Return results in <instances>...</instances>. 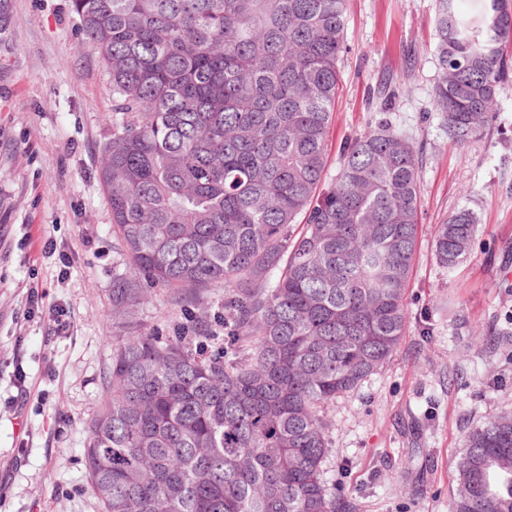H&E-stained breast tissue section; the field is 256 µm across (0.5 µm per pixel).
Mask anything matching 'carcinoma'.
Wrapping results in <instances>:
<instances>
[{"label":"carcinoma","mask_w":512,"mask_h":512,"mask_svg":"<svg viewBox=\"0 0 512 512\" xmlns=\"http://www.w3.org/2000/svg\"><path fill=\"white\" fill-rule=\"evenodd\" d=\"M112 83L100 181L123 268L85 466L103 512H342L326 481L336 400L377 374L408 320L419 153L380 121L325 184L346 0H71ZM432 106L460 147L498 112L512 0H437ZM476 214L438 225L471 253ZM224 288V332L133 324ZM451 512H512V414L473 428ZM139 317L147 329H154L163 335L188 324L187 319L180 311L173 313L172 306L167 302L163 293L153 297L150 303L145 304L140 309Z\"/></svg>","instance_id":"obj_1"}]
</instances>
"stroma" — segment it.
Here are the masks:
<instances>
[{"mask_svg": "<svg viewBox=\"0 0 512 512\" xmlns=\"http://www.w3.org/2000/svg\"><path fill=\"white\" fill-rule=\"evenodd\" d=\"M10 4L0 34V512H102L84 450L118 333L107 311L121 257L99 180L112 84L70 0ZM435 5L347 2L327 175L344 141L382 119L421 158L406 334L330 412L325 477L355 512H449L466 435L512 413V79L485 134L452 142L431 101ZM396 81V107L381 112L372 93ZM461 208L479 230L467 261L448 270L434 259L436 227ZM49 238L56 254L43 251ZM55 306L70 321L61 335ZM478 328L494 347L474 343Z\"/></svg>", "mask_w": 512, "mask_h": 512, "instance_id": "1", "label": "stroma"}]
</instances>
